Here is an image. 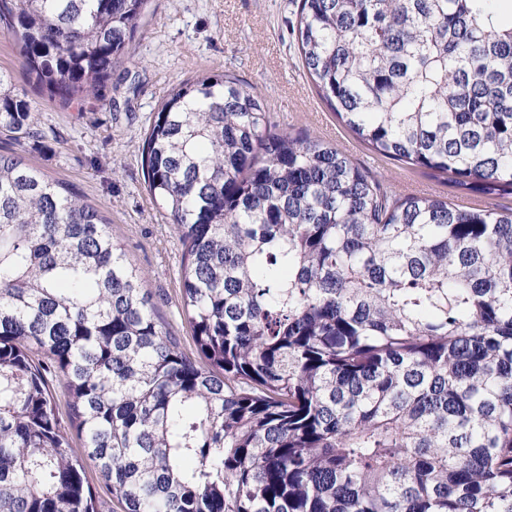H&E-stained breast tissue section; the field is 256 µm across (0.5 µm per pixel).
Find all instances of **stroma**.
<instances>
[{"label":"stroma","instance_id":"35a3bbf8","mask_svg":"<svg viewBox=\"0 0 512 512\" xmlns=\"http://www.w3.org/2000/svg\"><path fill=\"white\" fill-rule=\"evenodd\" d=\"M299 0H149L135 37V58L112 73L103 98L70 104L30 81L15 41L0 34V70L36 109L34 137L0 133V151L22 156L96 205L111 224L159 321L186 351L192 332L181 302L184 248L171 218L146 189L145 133L176 84L206 71L249 83L278 128L330 143L397 195H434L461 208H512V195L464 194L447 176L387 158L358 138L307 77L292 27Z\"/></svg>","mask_w":512,"mask_h":512}]
</instances>
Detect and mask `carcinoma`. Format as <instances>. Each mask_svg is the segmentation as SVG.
Returning a JSON list of instances; mask_svg holds the SVG:
<instances>
[{"label": "carcinoma", "instance_id": "obj_1", "mask_svg": "<svg viewBox=\"0 0 512 512\" xmlns=\"http://www.w3.org/2000/svg\"><path fill=\"white\" fill-rule=\"evenodd\" d=\"M148 0H0L65 104L132 59ZM512 0H300L318 95L385 157L512 195ZM35 107L0 70V129ZM195 352L105 215L0 152V512H512V211L396 197L205 72L146 134ZM69 392L74 454L45 372ZM86 478L95 494L98 512H123L122 504L112 499L109 484L97 469L87 466Z\"/></svg>", "mask_w": 512, "mask_h": 512}]
</instances>
